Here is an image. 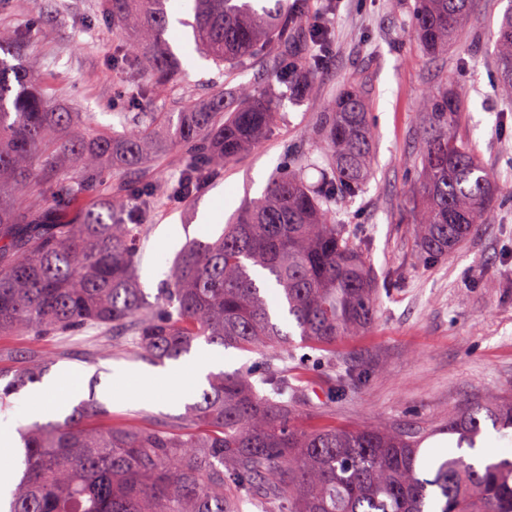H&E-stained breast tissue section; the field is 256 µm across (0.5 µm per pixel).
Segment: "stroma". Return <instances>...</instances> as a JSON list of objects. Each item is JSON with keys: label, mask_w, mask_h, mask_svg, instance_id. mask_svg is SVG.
Here are the masks:
<instances>
[{"label": "stroma", "mask_w": 512, "mask_h": 512, "mask_svg": "<svg viewBox=\"0 0 512 512\" xmlns=\"http://www.w3.org/2000/svg\"><path fill=\"white\" fill-rule=\"evenodd\" d=\"M508 1L474 0L461 46L431 58L413 38L415 0H308L305 23L323 20L330 51L311 95L287 81L270 93L282 102L276 128L257 148L225 167L223 175L186 200L160 196L142 212L150 227L139 253L144 292L159 283L187 240L217 238L241 208L262 196L272 173L293 157L317 184L323 148L315 118L344 86L364 87L375 133L371 177L363 193L334 204L336 221L359 225L357 246L378 288V313L368 329L340 341L335 353L297 348L289 375L304 387H327L343 365L364 375L338 399L310 395L297 408L308 427L387 426L422 436V451L445 456L454 436L443 428L452 414L490 396L512 395V100L497 90L493 33ZM0 28L29 33L28 53L59 112H88L103 127H117L130 111L135 87L150 83L142 70L112 66L118 39L104 16V0H0ZM166 38L185 74L177 86L144 98V112H177L185 98L205 103L227 70L199 57L190 30L169 26ZM455 81L466 110L460 137L494 170L507 191L476 232L435 262L419 256L410 200L421 180L417 144L423 134L420 102ZM98 329L50 336V376L71 373L73 395L57 419L79 402L99 397L113 425L163 428L184 413L200 389L187 375L161 376L160 365L127 350H102ZM113 384L114 393L99 391Z\"/></svg>", "instance_id": "1"}]
</instances>
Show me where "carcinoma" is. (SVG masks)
Segmentation results:
<instances>
[{
    "instance_id": "obj_1",
    "label": "carcinoma",
    "mask_w": 512,
    "mask_h": 512,
    "mask_svg": "<svg viewBox=\"0 0 512 512\" xmlns=\"http://www.w3.org/2000/svg\"><path fill=\"white\" fill-rule=\"evenodd\" d=\"M473 0H416L413 35L426 54L458 42ZM191 29L196 50L246 73L267 57L270 76L316 79L321 35L288 0H105V12L151 85L179 83L181 61L165 38L170 10ZM28 43L0 31V335L76 334L88 326L120 338L130 352L176 362L195 342L252 350L288 361L293 336L330 348L374 321L377 288L330 204L358 195L371 175L374 133L368 100L343 88L319 112L312 133L326 147L316 185L292 169L273 175L216 239H196L170 265L155 302L144 300L139 248L148 225L136 222L157 188L126 174L173 150L181 165L168 195L185 199L259 145L280 103L256 82L218 87L209 103L180 112H134L121 132L79 124L54 112L33 70L6 56ZM499 85L512 96V0L495 39ZM421 191L413 208L420 257L455 250L482 223L499 194L495 174L458 135L463 100L454 82L423 98ZM120 177L108 201L84 207L101 174ZM38 191L37 208L22 198ZM137 208L128 209L130 201ZM81 211L77 221L63 207ZM39 352L1 367L0 406L39 382L49 363ZM180 423L195 430L133 425L100 430L95 402L64 420L21 430L22 467L4 512H239L240 493L263 512H512V457L469 461L448 455L423 476L418 436L367 427L306 428L295 422L298 388L273 364L259 383L241 371L211 372ZM492 427L512 436V397L477 403L448 417L456 448H475Z\"/></svg>"
}]
</instances>
